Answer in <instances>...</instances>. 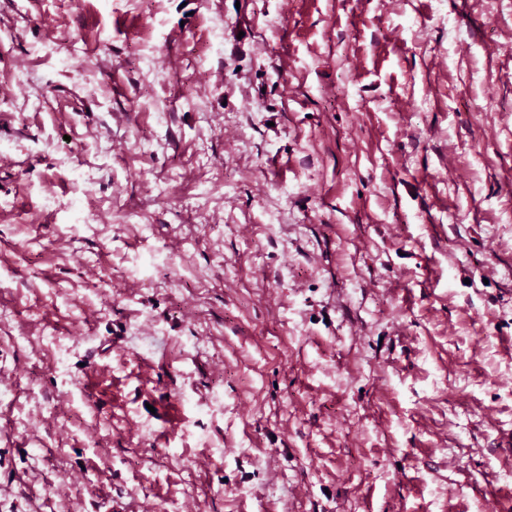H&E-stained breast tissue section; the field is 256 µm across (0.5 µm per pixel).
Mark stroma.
<instances>
[{"mask_svg": "<svg viewBox=\"0 0 512 512\" xmlns=\"http://www.w3.org/2000/svg\"><path fill=\"white\" fill-rule=\"evenodd\" d=\"M510 437L512 0H0V512H499Z\"/></svg>", "mask_w": 512, "mask_h": 512, "instance_id": "35a3bbf8", "label": "stroma"}]
</instances>
